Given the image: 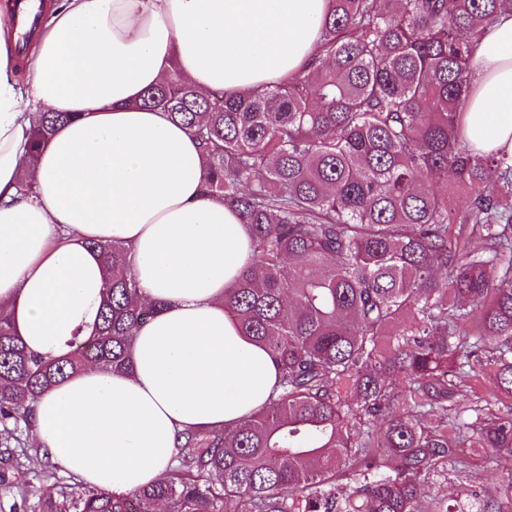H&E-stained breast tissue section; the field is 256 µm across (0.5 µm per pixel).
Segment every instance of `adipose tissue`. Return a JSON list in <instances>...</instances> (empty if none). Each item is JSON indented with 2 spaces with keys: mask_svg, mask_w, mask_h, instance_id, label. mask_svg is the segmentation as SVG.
Instances as JSON below:
<instances>
[{
  "mask_svg": "<svg viewBox=\"0 0 512 512\" xmlns=\"http://www.w3.org/2000/svg\"><path fill=\"white\" fill-rule=\"evenodd\" d=\"M327 9L328 0H53L24 72L15 17L0 10V310L31 352L66 354L102 305L95 241L127 246L142 297L164 304L135 331L132 371L83 368L35 407L42 455L84 483L117 495L150 486L182 433L235 428L277 383L267 350L224 307L251 256L248 230L204 193L187 129L137 100L175 70L208 96L274 84L312 57ZM471 68L462 124L476 150L512 155V14L484 32ZM35 109L77 118L26 169Z\"/></svg>",
  "mask_w": 512,
  "mask_h": 512,
  "instance_id": "1",
  "label": "adipose tissue"
}]
</instances>
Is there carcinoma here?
<instances>
[{
    "label": "carcinoma",
    "instance_id": "cac0c4a2",
    "mask_svg": "<svg viewBox=\"0 0 512 512\" xmlns=\"http://www.w3.org/2000/svg\"><path fill=\"white\" fill-rule=\"evenodd\" d=\"M506 13L512 0H329L317 53L284 80L202 97L173 72L145 92L248 227L224 307L277 385L236 428L184 433L150 487L46 471L36 512H512V411L496 408L512 397V156L473 150L460 123L473 45ZM74 118L34 113L23 166ZM92 247L106 299L67 356L28 351L0 313V486L23 502L34 404L87 364L129 369L161 310L126 246ZM450 474L456 497L431 494Z\"/></svg>",
    "mask_w": 512,
    "mask_h": 512
}]
</instances>
